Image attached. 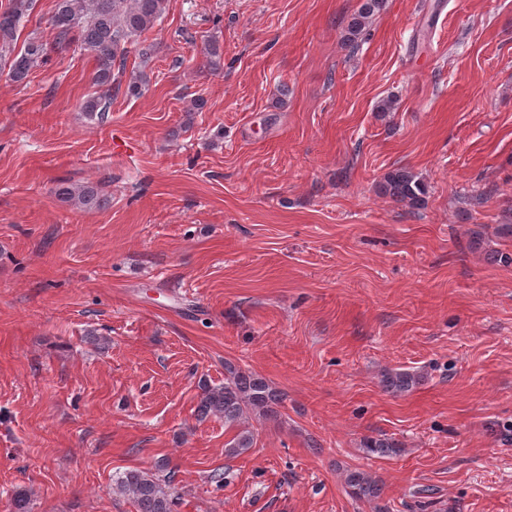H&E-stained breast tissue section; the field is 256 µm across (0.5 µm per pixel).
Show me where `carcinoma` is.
<instances>
[{
    "mask_svg": "<svg viewBox=\"0 0 512 512\" xmlns=\"http://www.w3.org/2000/svg\"><path fill=\"white\" fill-rule=\"evenodd\" d=\"M35 0H9L0 10V77L17 84L24 83L34 68L47 64L51 52L77 41L95 61L91 82L103 89L98 95L83 102L86 115L99 122L108 118L112 105V90H121L129 46L136 38L154 27L165 11L166 0H56L49 25L55 36L53 45L30 39L23 51L10 53L11 45L20 25L27 21ZM382 7V0H364L361 10L349 29L346 41L353 42L368 20ZM206 65L220 66L222 51L218 40L204 46ZM380 195L411 209L419 207L427 194V185L414 173L398 168L387 173L378 185ZM55 194L64 202L85 210L100 209L107 198L94 184L73 186L61 182ZM228 376L221 386H205L199 395L197 412L224 420V425L236 429L230 447L237 454L253 447L254 435L249 426L252 417L275 421L280 416L283 402L281 393L266 379L246 370L226 367ZM421 376L409 371H392L383 375L382 385L392 394L408 392L419 384ZM365 448L381 456L399 451V444L388 438H371ZM169 461L156 463V472L132 469L117 477L116 489L132 497L137 512H175L176 501L169 486L170 478L160 477ZM346 484L358 498L372 501L381 496L382 486L370 474L351 471Z\"/></svg>",
    "mask_w": 512,
    "mask_h": 512,
    "instance_id": "cac0c4a2",
    "label": "carcinoma"
}]
</instances>
